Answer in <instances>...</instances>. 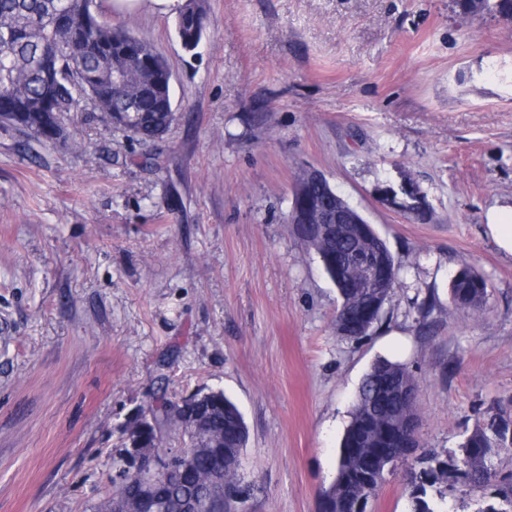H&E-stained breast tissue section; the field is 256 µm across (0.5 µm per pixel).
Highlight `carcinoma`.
Wrapping results in <instances>:
<instances>
[{
	"label": "carcinoma",
	"instance_id": "carcinoma-1",
	"mask_svg": "<svg viewBox=\"0 0 512 512\" xmlns=\"http://www.w3.org/2000/svg\"><path fill=\"white\" fill-rule=\"evenodd\" d=\"M460 11L472 18L512 16V0H455ZM205 0H186L175 16V33L183 48L192 52L203 42L206 30ZM45 54L59 60L57 79L49 84L41 74ZM6 69L11 84L3 91L27 100L19 112H10L3 124L12 126L40 143L65 136L64 120L71 112L88 111L128 137L155 141L163 137L175 120L171 95L172 70L166 57L154 45L129 27L116 25L101 10L97 0H0V70ZM120 71L125 80H112ZM306 249L318 257H330L324 272L336 280V257L367 249L353 231H343L328 241L303 240ZM487 284L472 266L465 264L451 282L449 300L454 309L469 312L486 303ZM393 373L402 382H412L411 369L387 357L376 358L362 376L350 410L336 461L332 485L336 494L320 500L319 512H348L346 504L353 491L364 490V506H369L386 476V465L368 462L356 468L351 449L367 447L369 440L356 442L354 425L366 418L381 420L382 408L372 405V394L381 371ZM170 397L156 396L150 409L157 414L158 429L166 438L177 431L163 414ZM243 418L238 406L227 396L205 411L204 429L219 438V446L202 448L193 457L194 472L170 479V501L201 495L207 482L224 479L228 470L236 482L227 484L224 497L208 512H235L237 495L249 490L239 472L243 442L237 422ZM512 423V397L492 403L465 431L456 448L444 452L424 449L419 433L410 435L411 447L391 443L390 458L406 465L408 512H455L451 494L478 497L477 512H512V468L505 456L512 455V442L501 426ZM127 479H111L108 493L94 512H114L126 494Z\"/></svg>",
	"mask_w": 512,
	"mask_h": 512
}]
</instances>
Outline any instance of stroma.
Here are the masks:
<instances>
[{
	"instance_id": "35a3bbf8",
	"label": "stroma",
	"mask_w": 512,
	"mask_h": 512,
	"mask_svg": "<svg viewBox=\"0 0 512 512\" xmlns=\"http://www.w3.org/2000/svg\"><path fill=\"white\" fill-rule=\"evenodd\" d=\"M207 9L194 54L173 15L112 16L172 66L163 139L74 112L69 141L27 153L0 126V512H93L119 426L162 384L238 405L251 512H319L376 357L413 368L429 450L512 396V258L484 229L512 204V20L453 0ZM305 168L401 264L359 345L337 336L336 288L288 222ZM404 173L426 220L379 197ZM465 264L487 281L483 313L450 306Z\"/></svg>"
}]
</instances>
